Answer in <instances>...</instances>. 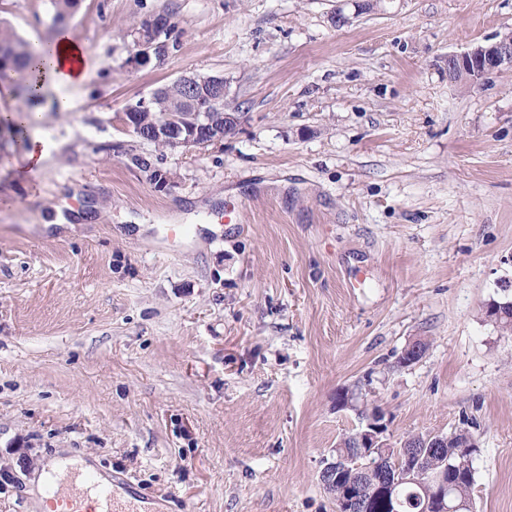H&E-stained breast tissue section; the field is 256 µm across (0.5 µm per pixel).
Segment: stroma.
I'll use <instances>...</instances> for the list:
<instances>
[{
    "label": "stroma",
    "instance_id": "stroma-1",
    "mask_svg": "<svg viewBox=\"0 0 512 512\" xmlns=\"http://www.w3.org/2000/svg\"><path fill=\"white\" fill-rule=\"evenodd\" d=\"M357 3L79 0L92 62L40 106V174L0 128V512H39L56 455L156 512H336L320 473L376 406L393 444L473 433L476 512H512V334L480 312L512 281V72L446 60L512 30V0ZM163 11L176 45L131 70ZM53 14L0 0L36 43ZM189 73L223 76L236 131L155 149L123 110Z\"/></svg>",
    "mask_w": 512,
    "mask_h": 512
}]
</instances>
